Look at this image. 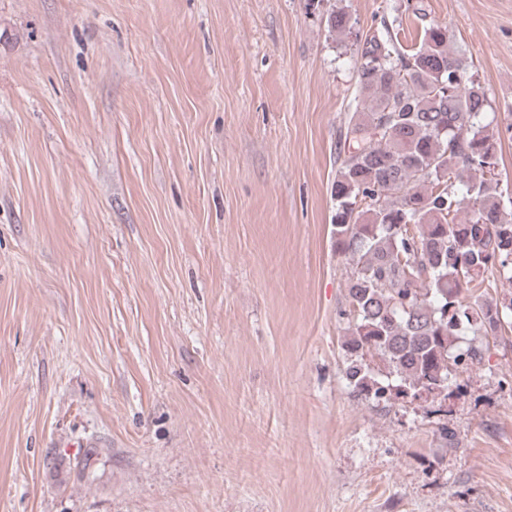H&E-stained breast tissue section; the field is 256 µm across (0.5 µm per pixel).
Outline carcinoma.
I'll list each match as a JSON object with an SVG mask.
<instances>
[{
	"label": "carcinoma",
	"mask_w": 512,
	"mask_h": 512,
	"mask_svg": "<svg viewBox=\"0 0 512 512\" xmlns=\"http://www.w3.org/2000/svg\"><path fill=\"white\" fill-rule=\"evenodd\" d=\"M327 26L344 35L349 15L334 10ZM382 27L359 48L361 108L341 131L331 190L336 250L354 265L345 375L376 403L448 389L451 367L482 359L478 346L459 351L461 333L501 339L512 314V293L475 295L492 287L495 270L512 282V197L500 189L495 134L481 119L486 91L447 27L429 25L410 52Z\"/></svg>",
	"instance_id": "obj_1"
}]
</instances>
